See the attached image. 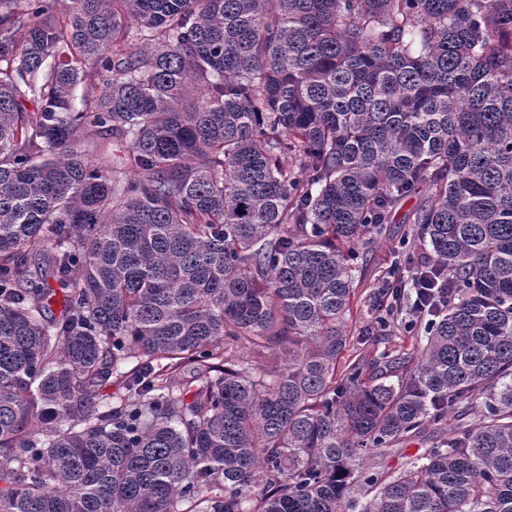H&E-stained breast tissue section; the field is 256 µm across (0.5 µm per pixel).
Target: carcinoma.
Instances as JSON below:
<instances>
[{"instance_id": "carcinoma-1", "label": "carcinoma", "mask_w": 512, "mask_h": 512, "mask_svg": "<svg viewBox=\"0 0 512 512\" xmlns=\"http://www.w3.org/2000/svg\"><path fill=\"white\" fill-rule=\"evenodd\" d=\"M14 2L0 512H512V0ZM416 195L424 336L345 362L353 254ZM449 428L447 426L445 429H434L429 426L417 436L395 446L394 448L398 449L383 458L371 452L364 458V467L371 471H384L387 475H392L401 470L407 462L421 456L428 448H432L436 442L448 438Z\"/></svg>"}]
</instances>
